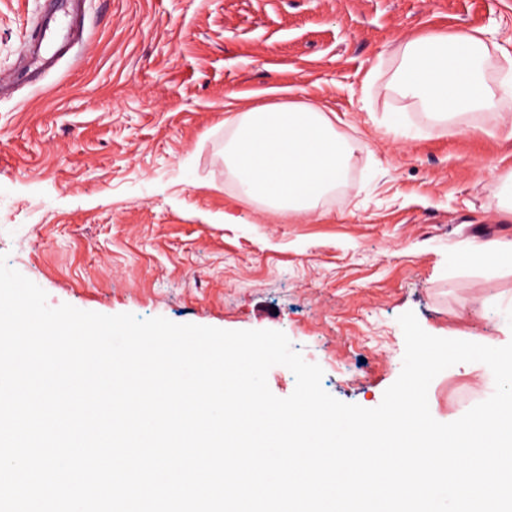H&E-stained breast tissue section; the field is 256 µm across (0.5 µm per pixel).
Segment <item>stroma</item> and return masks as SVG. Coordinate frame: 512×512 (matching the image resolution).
Instances as JSON below:
<instances>
[{
  "label": "stroma",
  "instance_id": "stroma-1",
  "mask_svg": "<svg viewBox=\"0 0 512 512\" xmlns=\"http://www.w3.org/2000/svg\"><path fill=\"white\" fill-rule=\"evenodd\" d=\"M43 0H0V255L47 294L105 315L277 330L334 398L377 407L429 334L512 341V97L432 123L391 88L408 40L484 31L489 84L512 0H83L81 39L39 82L22 45ZM325 105L358 149L342 189L297 218L241 193L225 105ZM494 391L460 363L428 389L457 420Z\"/></svg>",
  "mask_w": 512,
  "mask_h": 512
}]
</instances>
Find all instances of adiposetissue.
<instances>
[{"mask_svg":"<svg viewBox=\"0 0 512 512\" xmlns=\"http://www.w3.org/2000/svg\"><path fill=\"white\" fill-rule=\"evenodd\" d=\"M485 43L469 32L406 42L393 89L417 100L435 123L496 106L497 94L512 96V78L500 92L482 76ZM231 136L224 163L242 192L295 216L312 212L319 200L345 181L357 144L340 139L323 107L311 101L272 103L229 117Z\"/></svg>","mask_w":512,"mask_h":512,"instance_id":"adipose-tissue-1","label":"adipose tissue"}]
</instances>
